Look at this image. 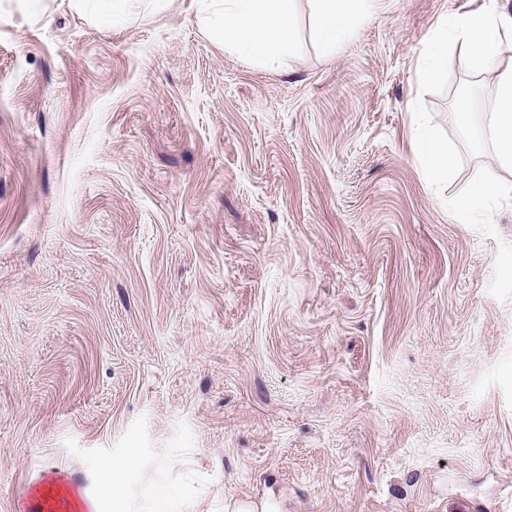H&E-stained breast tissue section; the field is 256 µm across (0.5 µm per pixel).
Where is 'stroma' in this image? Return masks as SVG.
Returning <instances> with one entry per match:
<instances>
[{
    "instance_id": "stroma-1",
    "label": "stroma",
    "mask_w": 512,
    "mask_h": 512,
    "mask_svg": "<svg viewBox=\"0 0 512 512\" xmlns=\"http://www.w3.org/2000/svg\"><path fill=\"white\" fill-rule=\"evenodd\" d=\"M468 0H374L266 67L203 0H0V512H512V199L491 77L426 41ZM455 143L434 186L416 151ZM511 196L512 184L500 180L491 172L473 183L469 190L454 202L449 213L454 220L470 224L481 216L490 199ZM134 466L132 456L112 459V463L106 465L99 475V483L103 491L112 498V501L124 498L123 477Z\"/></svg>"
}]
</instances>
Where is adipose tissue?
<instances>
[{"instance_id":"adipose-tissue-1","label":"adipose tissue","mask_w":512,"mask_h":512,"mask_svg":"<svg viewBox=\"0 0 512 512\" xmlns=\"http://www.w3.org/2000/svg\"><path fill=\"white\" fill-rule=\"evenodd\" d=\"M293 0H225L223 14L211 27L212 35L231 51L246 54L265 66H276L290 50ZM317 34L324 54H335L343 38L355 35L372 0H317ZM512 43V13L500 9L498 0H473L470 10L449 17L431 39L424 75L436 77L449 54L464 56L479 74H491L496 100L484 119V130L495 145L499 170L512 172V65L500 62L502 48ZM419 153L427 178L440 182L453 177L457 153L453 143L428 134L419 138ZM512 184L497 173L476 181L452 205L454 220L470 224L487 202L511 197Z\"/></svg>"}]
</instances>
